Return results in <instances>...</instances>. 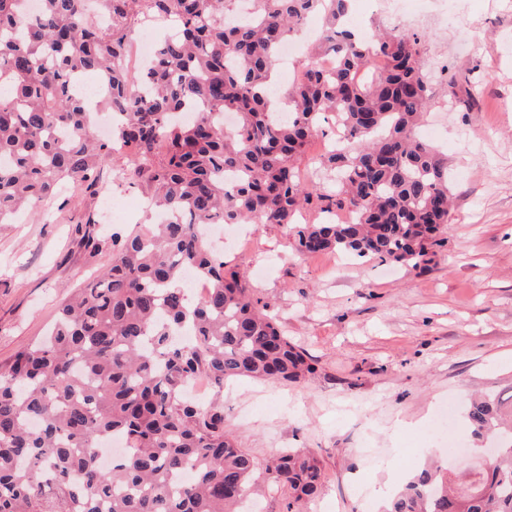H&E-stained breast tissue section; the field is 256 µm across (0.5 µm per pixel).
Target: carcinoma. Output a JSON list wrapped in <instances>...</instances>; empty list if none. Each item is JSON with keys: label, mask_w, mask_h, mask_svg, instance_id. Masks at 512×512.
Listing matches in <instances>:
<instances>
[{"label": "carcinoma", "mask_w": 512, "mask_h": 512, "mask_svg": "<svg viewBox=\"0 0 512 512\" xmlns=\"http://www.w3.org/2000/svg\"><path fill=\"white\" fill-rule=\"evenodd\" d=\"M0 0V224L12 223L65 183L93 186L113 152L131 150L148 171L165 222L112 240L105 270L62 303L50 333L0 361V512H236L254 460L224 432V382L299 383L315 373L304 351L253 298L244 268L202 245L201 224H277L302 255L340 252L417 270L449 224L448 161L416 128L432 104L419 41L396 27L361 42L339 27L349 0H259L247 23L227 17L240 0ZM174 31L139 83L121 60L143 15ZM322 15L306 80L285 94L290 116L272 118L269 96L282 45ZM336 56L332 71L315 59ZM385 68L367 84L357 73ZM107 91L112 140L72 79ZM196 112L192 122L175 115ZM214 112L236 114L230 133ZM334 118L349 148L322 158L329 188L295 162ZM306 205L351 221L302 224ZM209 281L191 302L185 268ZM190 326L189 343L176 332ZM208 376L217 400L200 406L186 382ZM507 401L482 397L467 419L474 440L499 437L489 465L424 469L384 512H512V424ZM122 437L127 452L99 466L96 448ZM187 469L193 479L179 484ZM269 480L288 488L286 512L323 485L317 457L277 453Z\"/></svg>", "instance_id": "1"}]
</instances>
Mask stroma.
Returning <instances> with one entry per match:
<instances>
[{"label": "stroma", "mask_w": 512, "mask_h": 512, "mask_svg": "<svg viewBox=\"0 0 512 512\" xmlns=\"http://www.w3.org/2000/svg\"><path fill=\"white\" fill-rule=\"evenodd\" d=\"M426 8L448 15L404 28L425 54L442 55L423 126L448 159L455 199L425 268L301 256L275 224L224 247L316 367L302 386L242 380L224 395V429L256 463L254 512H285L287 489L265 473L283 448L310 449L321 463L324 487L305 512H381L377 490L394 465L454 467L447 445L430 438L440 403L455 400L454 435L466 443L472 397L512 395V0ZM128 167L120 152L105 167L116 217L104 216L103 190L87 189L51 200L52 221L0 224V361L42 338L68 293L109 264L111 251L79 245L77 225L108 237L153 223V184L128 181Z\"/></svg>", "instance_id": "1"}]
</instances>
